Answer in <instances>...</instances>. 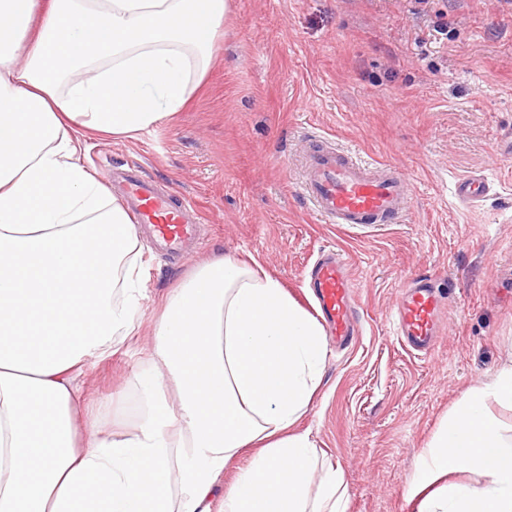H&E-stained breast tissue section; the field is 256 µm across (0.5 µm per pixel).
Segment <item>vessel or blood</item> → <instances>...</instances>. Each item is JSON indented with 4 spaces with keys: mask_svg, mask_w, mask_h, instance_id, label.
Returning <instances> with one entry per match:
<instances>
[{
    "mask_svg": "<svg viewBox=\"0 0 512 512\" xmlns=\"http://www.w3.org/2000/svg\"><path fill=\"white\" fill-rule=\"evenodd\" d=\"M301 165L303 196L330 224H393L409 209L411 187L398 169L375 167L355 154L313 138ZM456 197L479 203L489 192L486 180L466 176L457 180ZM121 193L136 224L148 229L155 245L177 255L198 240V226L191 218L192 203L159 191L137 175L123 179ZM318 307L337 341L352 338L358 308L357 285L340 252L322 254L312 269ZM448 299L434 279L413 277L398 293L394 325L411 350L428 353L438 336V324Z\"/></svg>",
    "mask_w": 512,
    "mask_h": 512,
    "instance_id": "1",
    "label": "vessel or blood"
}]
</instances>
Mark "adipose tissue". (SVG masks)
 I'll list each match as a JSON object with an SVG mask.
<instances>
[{
	"label": "adipose tissue",
	"mask_w": 512,
	"mask_h": 512,
	"mask_svg": "<svg viewBox=\"0 0 512 512\" xmlns=\"http://www.w3.org/2000/svg\"><path fill=\"white\" fill-rule=\"evenodd\" d=\"M226 0H0V512H347L296 425L323 328L260 265L216 256L167 295L129 433L81 417L88 358L137 336L136 226L81 161L186 105ZM512 365L424 449L415 512H512ZM255 448L232 486L224 469Z\"/></svg>",
	"instance_id": "ef3b65f1"
}]
</instances>
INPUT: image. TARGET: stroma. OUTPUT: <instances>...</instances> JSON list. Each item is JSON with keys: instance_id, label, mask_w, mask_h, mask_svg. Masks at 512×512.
Returning <instances> with one entry per match:
<instances>
[{"instance_id": "1", "label": "stroma", "mask_w": 512, "mask_h": 512, "mask_svg": "<svg viewBox=\"0 0 512 512\" xmlns=\"http://www.w3.org/2000/svg\"><path fill=\"white\" fill-rule=\"evenodd\" d=\"M211 64L186 107L137 138H95L82 156L99 181L137 167L193 200L199 251L141 246L140 334L90 361L78 383L105 426L131 432L165 294L199 262L256 260L307 312L309 271L341 250L360 287L361 330L325 345L324 378L298 423L324 465L341 466L348 512H412L419 456L454 404L512 364V5L506 0H229ZM399 169L413 199L393 224H328L298 189L310 135ZM491 189L468 206L456 178ZM451 290L434 350L395 334L404 280Z\"/></svg>"}]
</instances>
